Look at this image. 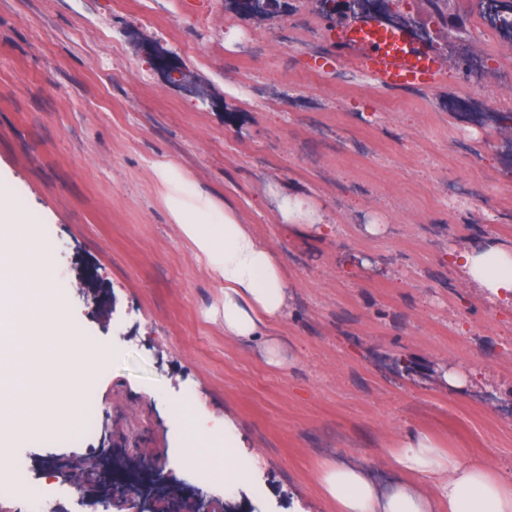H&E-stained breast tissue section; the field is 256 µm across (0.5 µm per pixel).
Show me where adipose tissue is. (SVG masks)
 I'll list each match as a JSON object with an SVG mask.
<instances>
[{"label":"adipose tissue","instance_id":"obj_1","mask_svg":"<svg viewBox=\"0 0 512 512\" xmlns=\"http://www.w3.org/2000/svg\"><path fill=\"white\" fill-rule=\"evenodd\" d=\"M269 197L290 234L333 235V225L304 195L274 184ZM172 217L224 283L225 337L256 347L271 367H286L274 330L287 313L288 276L275 247L241 223L232 201L219 207L197 190L176 203ZM452 263L467 287L492 301L512 300V245L487 236L455 252ZM390 465L398 478L385 488L367 466L337 459L322 463L317 480L336 512H512V474L460 459L426 433H407Z\"/></svg>","mask_w":512,"mask_h":512}]
</instances>
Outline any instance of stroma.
<instances>
[{
    "label": "stroma",
    "instance_id": "obj_1",
    "mask_svg": "<svg viewBox=\"0 0 512 512\" xmlns=\"http://www.w3.org/2000/svg\"><path fill=\"white\" fill-rule=\"evenodd\" d=\"M479 0H387L384 17L433 31L443 78L396 91L334 55L341 14L281 0L261 20L224 0H0V181L39 232L67 320L98 361L86 388L100 428L46 429L10 449L40 486L48 458L113 447L204 487L215 512H333L314 475L354 460L381 483L389 454L423 431L512 472V302L465 287L448 252L512 243V42L489 38ZM188 84L166 83L158 56ZM242 223L288 268L279 333L287 368L224 336V284L170 212L159 165ZM305 193L336 226L293 237L269 184ZM384 225L367 235L370 223ZM92 273L98 308L77 292ZM459 373L460 388L444 375ZM225 419L253 484L202 486L179 439Z\"/></svg>",
    "mask_w": 512,
    "mask_h": 512
}]
</instances>
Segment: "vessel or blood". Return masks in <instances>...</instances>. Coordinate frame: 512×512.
<instances>
[{"label": "vessel or blood", "instance_id": "b4317fda", "mask_svg": "<svg viewBox=\"0 0 512 512\" xmlns=\"http://www.w3.org/2000/svg\"><path fill=\"white\" fill-rule=\"evenodd\" d=\"M338 56L368 71L382 86L430 87L441 80L443 63L406 30L377 18L354 20L330 28Z\"/></svg>", "mask_w": 512, "mask_h": 512}]
</instances>
